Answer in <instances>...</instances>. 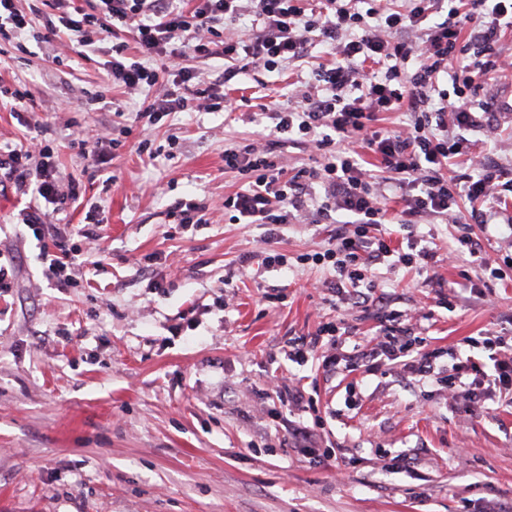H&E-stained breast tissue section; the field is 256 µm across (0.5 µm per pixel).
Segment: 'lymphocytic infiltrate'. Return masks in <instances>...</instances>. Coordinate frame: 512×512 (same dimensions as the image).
I'll return each instance as SVG.
<instances>
[{"mask_svg":"<svg viewBox=\"0 0 512 512\" xmlns=\"http://www.w3.org/2000/svg\"><path fill=\"white\" fill-rule=\"evenodd\" d=\"M95 12L75 6L74 0H33L28 11L15 0H0V36L33 29L34 16L52 10L70 39L89 48L96 34L111 39L109 74L131 91L154 87L159 58L181 66L163 94L145 97L137 119L157 123L173 112L208 100L210 109L225 110L226 86L250 69L269 72L301 69L299 88L284 107L261 106L268 119L265 142H243L224 151V167L244 182L224 198L235 220L261 226L264 246L255 259L262 267H286V254L272 249L286 225L307 219L333 230L324 251L306 253L299 264L322 267L323 287L333 301L353 308H374L380 334L358 357L340 351V324L328 322L315 333L288 341V359L304 364L316 357L324 372L373 375L383 367L400 368L405 378L420 381L435 376L441 356H448L449 390L464 389L466 409L474 413L496 395L512 396V336L469 338L483 350L484 359L462 356L457 350L428 349L412 334L403 312L392 309L378 288L373 268L383 264L422 273L433 272L436 250L408 236L404 250L391 248L384 237L387 224L411 225L423 215L457 224L449 252L470 258L477 269L471 289L502 279L512 253L489 257L481 230L501 222L512 224V167L488 159H471L473 174L461 180L448 174L451 160L469 153V132L493 128L498 112L490 102L474 104L490 78L505 77L512 61L503 54L501 33L512 30V0H97ZM251 22L250 36L238 30L241 19ZM137 57H128L129 44ZM323 46L334 63H317L313 50ZM186 58L227 60L223 76L205 87L183 67ZM452 87L439 86L440 74ZM383 112H405L403 128L386 131L376 122ZM290 144L313 148L312 165L288 173L281 160ZM55 149L41 136L29 142L0 147V169L17 191L44 199V206L24 209L22 222L36 240L44 238L51 211H62L77 199L75 185H61L52 163ZM380 169H365L366 154ZM397 195L398 207L388 205ZM467 213H460L461 203ZM346 216L335 224L334 213ZM80 249L60 236L40 248L46 279L59 278L76 263Z\"/></svg>","mask_w":512,"mask_h":512,"instance_id":"1","label":"lymphocytic infiltrate"}]
</instances>
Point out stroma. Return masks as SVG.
<instances>
[{
  "instance_id": "1",
  "label": "stroma",
  "mask_w": 512,
  "mask_h": 512,
  "mask_svg": "<svg viewBox=\"0 0 512 512\" xmlns=\"http://www.w3.org/2000/svg\"><path fill=\"white\" fill-rule=\"evenodd\" d=\"M90 59L61 37L0 39V84L31 97L21 111L0 103V143L45 126L54 166L80 198L56 214L46 239L83 230L87 261L63 278L42 275L39 249L19 212L28 201L0 191V512H486L512 507V400L468 414L463 396L435 379L410 382L397 367L360 378L362 402L346 409V379L288 361L290 338L334 320L319 269H259L237 288L225 272L262 233L235 224L224 197L241 186L224 150L253 137L242 121L283 101L295 69L248 71L231 83L236 111L205 106L159 122H135L144 95L105 81L111 43ZM134 125L108 163L93 167L70 146L72 124ZM176 148H169V141ZM156 158L139 154L140 142ZM473 152L512 162V115L474 135ZM208 200L202 225L168 217L181 199ZM329 225L291 224L277 243L289 258L323 250ZM447 254L455 225H391ZM465 262L437 273L452 302L414 270L380 265L379 288L408 315L428 347L469 355L464 338L512 323V271L486 294L460 286ZM308 377L314 410L282 402L273 386ZM316 425L314 450L295 424Z\"/></svg>"
}]
</instances>
